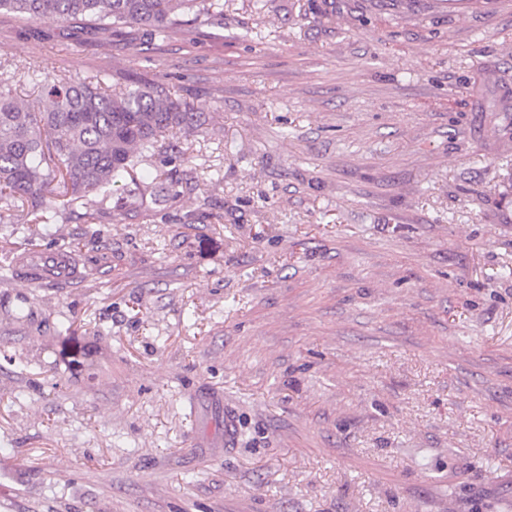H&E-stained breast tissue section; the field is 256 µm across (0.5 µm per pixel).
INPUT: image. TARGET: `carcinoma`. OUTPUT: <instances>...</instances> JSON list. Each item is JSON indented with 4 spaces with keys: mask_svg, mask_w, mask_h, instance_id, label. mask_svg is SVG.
<instances>
[{
    "mask_svg": "<svg viewBox=\"0 0 512 512\" xmlns=\"http://www.w3.org/2000/svg\"><path fill=\"white\" fill-rule=\"evenodd\" d=\"M1 12L26 23L47 16L76 21L109 45L122 41L128 28L155 43L170 39L189 15L200 24L224 16V0H0ZM42 91L48 106L37 111L14 94L10 79L0 78L1 224L18 200L32 217L23 223L48 225L89 196L105 204L114 187L140 197L178 194V184L149 182L138 172L168 156L160 140L166 129L204 124V113L189 101L172 96L159 80L114 93L100 79L70 76Z\"/></svg>",
    "mask_w": 512,
    "mask_h": 512,
    "instance_id": "1",
    "label": "carcinoma"
}]
</instances>
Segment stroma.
Here are the masks:
<instances>
[{
	"mask_svg": "<svg viewBox=\"0 0 512 512\" xmlns=\"http://www.w3.org/2000/svg\"><path fill=\"white\" fill-rule=\"evenodd\" d=\"M31 68L206 123L176 198L0 224L1 268L77 269L0 279V512H512V0H227L152 47L0 14L42 107ZM16 275L29 285H42L72 278L76 273L73 260L46 251L24 252L14 259Z\"/></svg>",
	"mask_w": 512,
	"mask_h": 512,
	"instance_id": "1",
	"label": "stroma"
}]
</instances>
